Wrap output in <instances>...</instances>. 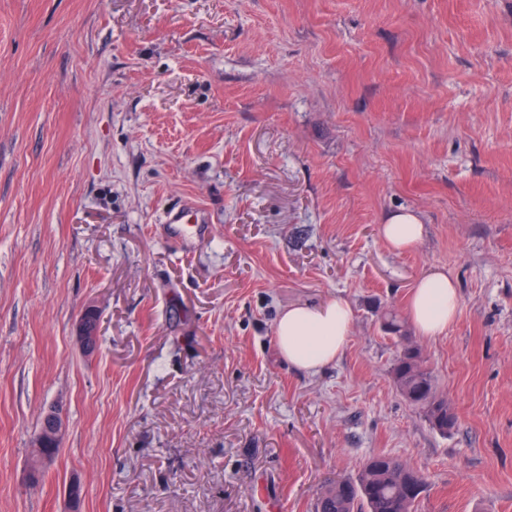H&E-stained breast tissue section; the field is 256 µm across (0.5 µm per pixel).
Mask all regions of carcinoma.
<instances>
[{"label":"carcinoma","instance_id":"obj_1","mask_svg":"<svg viewBox=\"0 0 512 512\" xmlns=\"http://www.w3.org/2000/svg\"><path fill=\"white\" fill-rule=\"evenodd\" d=\"M393 382L399 393L409 402L420 386H425L424 406L448 412L447 399L437 392L430 371L424 366L421 352L407 346L397 357L392 368ZM424 476L402 462L383 454L368 457L356 477L338 479L325 486L315 503L316 512H417L424 492Z\"/></svg>","mask_w":512,"mask_h":512}]
</instances>
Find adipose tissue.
I'll return each mask as SVG.
<instances>
[{
	"label": "adipose tissue",
	"mask_w": 512,
	"mask_h": 512,
	"mask_svg": "<svg viewBox=\"0 0 512 512\" xmlns=\"http://www.w3.org/2000/svg\"><path fill=\"white\" fill-rule=\"evenodd\" d=\"M425 227L411 212L389 215L380 226L388 247L402 253L416 247ZM460 296L455 279L445 269L433 268L418 279L407 308L411 323L427 337L447 332L459 312ZM353 310L341 297L319 305L284 308L274 325L277 348L290 366L317 372L336 362L345 349L353 323Z\"/></svg>",
	"instance_id": "obj_1"
}]
</instances>
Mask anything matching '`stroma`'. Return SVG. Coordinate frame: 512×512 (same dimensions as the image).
<instances>
[{"label": "stroma", "mask_w": 512, "mask_h": 512, "mask_svg": "<svg viewBox=\"0 0 512 512\" xmlns=\"http://www.w3.org/2000/svg\"><path fill=\"white\" fill-rule=\"evenodd\" d=\"M436 266L456 320L394 338ZM336 296L344 352L290 367L279 311ZM408 344L453 433L396 390ZM373 454L418 512H512V0H0V512H314ZM424 224L413 212H397L389 215L380 226V234L388 247L402 253L416 247L425 234ZM95 311L96 310L94 308H88L75 327L76 341L80 350L85 355L95 353L99 344V336H97L96 330ZM43 424V429L36 439V447L33 449L30 463L28 466L29 474L32 476L33 481L40 480L45 475V470L41 467V454L50 448H43V446L52 440L54 443L60 445V441L64 428V412L62 407L56 406L50 410L44 417L40 429ZM39 429V430H40Z\"/></svg>", "instance_id": "stroma-1"}]
</instances>
